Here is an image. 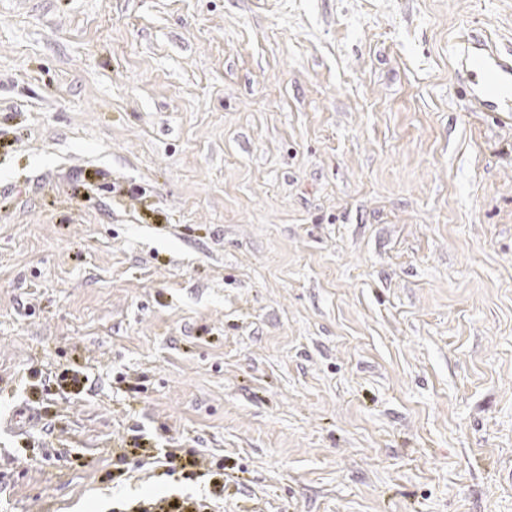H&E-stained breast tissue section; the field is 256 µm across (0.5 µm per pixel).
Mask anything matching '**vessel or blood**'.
Segmentation results:
<instances>
[{
    "label": "vessel or blood",
    "mask_w": 512,
    "mask_h": 512,
    "mask_svg": "<svg viewBox=\"0 0 512 512\" xmlns=\"http://www.w3.org/2000/svg\"><path fill=\"white\" fill-rule=\"evenodd\" d=\"M462 91L489 112H512V55L502 56L487 40L461 34L457 43Z\"/></svg>",
    "instance_id": "1"
}]
</instances>
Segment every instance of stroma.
<instances>
[{
  "mask_svg": "<svg viewBox=\"0 0 512 512\" xmlns=\"http://www.w3.org/2000/svg\"><path fill=\"white\" fill-rule=\"evenodd\" d=\"M467 30L512 0H0V512H512ZM202 501V500H201ZM201 501L191 500L190 498L182 502L173 501L167 502L161 499H145L136 502L133 506L129 507L128 511L133 512H201L202 509L208 508L207 505L200 503Z\"/></svg>",
  "mask_w": 512,
  "mask_h": 512,
  "instance_id": "obj_1",
  "label": "stroma"
}]
</instances>
